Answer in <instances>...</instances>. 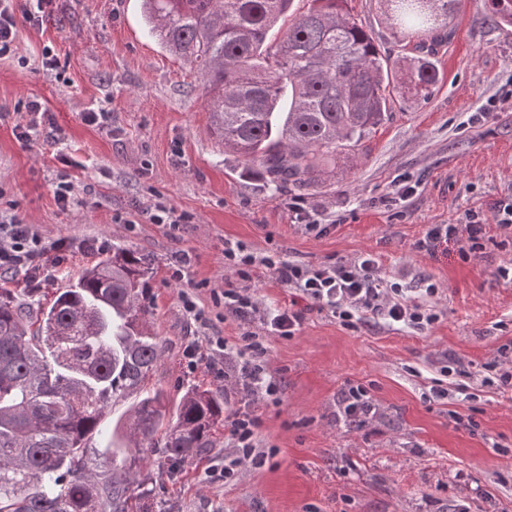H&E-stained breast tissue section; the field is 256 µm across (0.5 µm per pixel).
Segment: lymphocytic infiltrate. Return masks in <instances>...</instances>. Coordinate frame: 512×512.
Wrapping results in <instances>:
<instances>
[{
    "mask_svg": "<svg viewBox=\"0 0 512 512\" xmlns=\"http://www.w3.org/2000/svg\"><path fill=\"white\" fill-rule=\"evenodd\" d=\"M53 0H0V58L7 56L16 38L18 20L30 26L42 23ZM512 231V201L495 203L491 219L469 215L462 224L431 225L423 238L415 242L418 251L432 252L448 241L463 238L469 244L470 257H477L483 248L488 223ZM106 241L85 240L71 245L65 240L45 243L32 225L19 219L0 225V276L22 274L32 285L50 281L58 268L66 264L74 252L87 254L105 251ZM224 265L233 269L240 278L250 280L258 270L272 271L276 279L298 290L319 309L328 311L345 326L363 323L368 316H375L385 323L417 330L428 329L438 315L433 307L411 299L401 283L385 279L377 258L365 253L348 262L319 267H303L270 257L258 258L248 254L237 241L225 240ZM261 332L245 331L235 353L211 354L205 352L201 342L188 344L184 351L189 368L198 364L217 377H226V368L238 364L239 383L250 401L277 400L280 382L268 375L262 361L266 349L260 340ZM258 418L246 411L225 414L224 430L235 448L238 460L258 461L264 453L258 448L256 430Z\"/></svg>",
    "mask_w": 512,
    "mask_h": 512,
    "instance_id": "f902f5d3",
    "label": "lymphocytic infiltrate"
}]
</instances>
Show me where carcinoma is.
I'll list each match as a JSON object with an SVG mask.
<instances>
[{"instance_id": "1", "label": "carcinoma", "mask_w": 512, "mask_h": 512, "mask_svg": "<svg viewBox=\"0 0 512 512\" xmlns=\"http://www.w3.org/2000/svg\"><path fill=\"white\" fill-rule=\"evenodd\" d=\"M150 31L198 67L212 134L277 190H308L352 160L397 96L427 100L443 79L429 47L460 0H385L392 28L414 31V54L393 59L346 10L347 0H143ZM512 26V0H489ZM288 28L279 41L271 32ZM150 262L118 248L41 302L40 288L0 286V512H140L144 446L181 461L214 447L224 394L191 387L164 426L168 402L147 388L162 357L140 302ZM135 397L94 470L90 442L105 410Z\"/></svg>"}]
</instances>
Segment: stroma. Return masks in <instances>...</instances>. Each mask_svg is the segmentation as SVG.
I'll return each instance as SVG.
<instances>
[{
  "label": "stroma",
  "mask_w": 512,
  "mask_h": 512,
  "mask_svg": "<svg viewBox=\"0 0 512 512\" xmlns=\"http://www.w3.org/2000/svg\"><path fill=\"white\" fill-rule=\"evenodd\" d=\"M348 6L382 50L401 54L380 0ZM488 13V0H461L437 48L443 80L430 99H397L355 160L302 192L327 226L320 235L295 224L291 193L246 177L215 140L197 67L151 36L140 0H55L41 27L19 25L12 55L0 60V195L45 242L99 238L150 261L145 328L163 355L148 384L169 407L198 385L225 391L228 409L245 406L261 419L262 464L239 466L228 480L224 464L234 454L225 439L175 464L150 454L141 469L152 490L146 512H512V393L483 381L484 364L512 343V283L497 275L512 262V232L489 224L477 259H463L454 243L433 255L413 248L429 225L460 223L512 196V106L485 124L469 122L512 91V26ZM47 46L60 75L41 67ZM27 98L52 119L50 138L30 146L13 133L15 106ZM101 109L111 112V126L84 123L83 113ZM59 154L73 161L74 200L65 210L51 189ZM404 185L414 192L403 200ZM135 200L193 221L170 237L135 216ZM228 239L305 266L373 254L411 296L435 285L439 319L423 332L377 319L349 328L259 271L247 283L254 299L298 305L305 319L294 336L264 341L265 368L282 380L279 402L248 403L183 357L190 341L222 339L232 348L260 326L212 302L232 279ZM180 250L194 265L175 282L166 262ZM185 293L204 308L206 324L184 318ZM351 385L376 400L363 428L336 415ZM435 387L447 398L433 397Z\"/></svg>",
  "instance_id": "obj_1"
}]
</instances>
